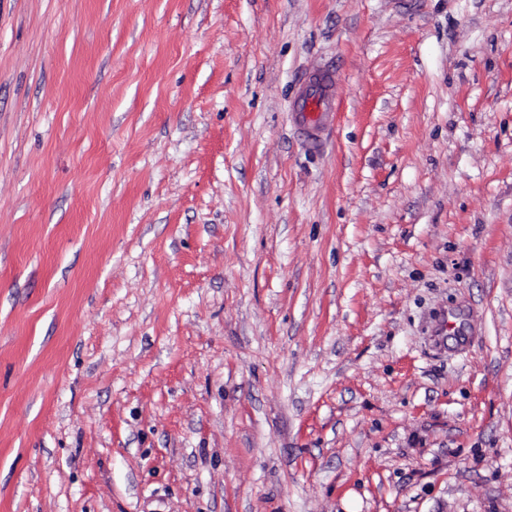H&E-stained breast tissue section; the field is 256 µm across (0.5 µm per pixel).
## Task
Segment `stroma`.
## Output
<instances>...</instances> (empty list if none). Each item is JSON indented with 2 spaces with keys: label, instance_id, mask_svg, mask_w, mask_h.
<instances>
[{
  "label": "stroma",
  "instance_id": "35a3bbf8",
  "mask_svg": "<svg viewBox=\"0 0 512 512\" xmlns=\"http://www.w3.org/2000/svg\"><path fill=\"white\" fill-rule=\"evenodd\" d=\"M0 512H512V0H0ZM333 108L332 95L326 90H313L297 105L296 119L303 129L310 148L316 150L322 146L324 139L319 133L325 132Z\"/></svg>",
  "mask_w": 512,
  "mask_h": 512
}]
</instances>
